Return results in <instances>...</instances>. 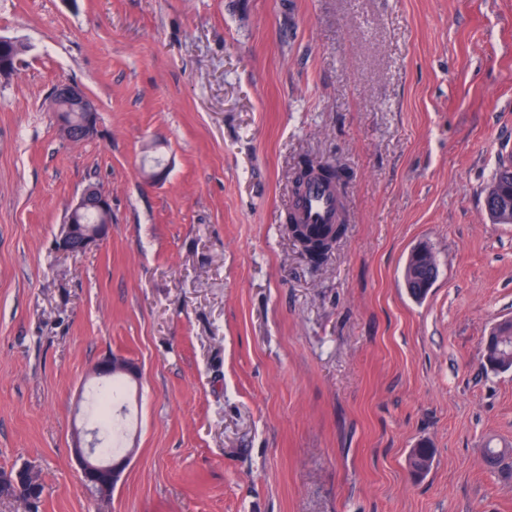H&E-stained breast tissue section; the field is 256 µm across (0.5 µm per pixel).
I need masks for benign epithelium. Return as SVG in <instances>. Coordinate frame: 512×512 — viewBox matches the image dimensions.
Returning a JSON list of instances; mask_svg holds the SVG:
<instances>
[{
    "instance_id": "7a95c632",
    "label": "benign epithelium",
    "mask_w": 512,
    "mask_h": 512,
    "mask_svg": "<svg viewBox=\"0 0 512 512\" xmlns=\"http://www.w3.org/2000/svg\"><path fill=\"white\" fill-rule=\"evenodd\" d=\"M52 101L65 106L56 113L61 136L70 143L84 142L98 132L97 103L77 84L61 81L54 86ZM88 212L97 214L99 223L86 226L81 223ZM111 205L109 196L95 186L87 187L71 206L69 223L63 225L56 239L58 252L74 256L86 252L105 240L110 230ZM74 460L79 467L85 485L100 495L112 493L125 469L128 459L102 460L90 447L76 445Z\"/></svg>"
}]
</instances>
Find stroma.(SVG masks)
I'll return each mask as SVG.
<instances>
[{
	"label": "stroma",
	"mask_w": 512,
	"mask_h": 512,
	"mask_svg": "<svg viewBox=\"0 0 512 512\" xmlns=\"http://www.w3.org/2000/svg\"><path fill=\"white\" fill-rule=\"evenodd\" d=\"M0 471L37 510L512 512V0H0ZM61 81L99 107L61 139ZM342 173L347 231L311 268L285 231L305 160ZM110 234L54 247L88 186ZM438 274L411 297V252ZM115 354L140 379L112 493L74 462L75 405ZM435 450L413 478V448ZM485 199L495 203L487 211L494 224H512V154L502 157L485 190Z\"/></svg>",
	"instance_id": "35a3bbf8"
}]
</instances>
